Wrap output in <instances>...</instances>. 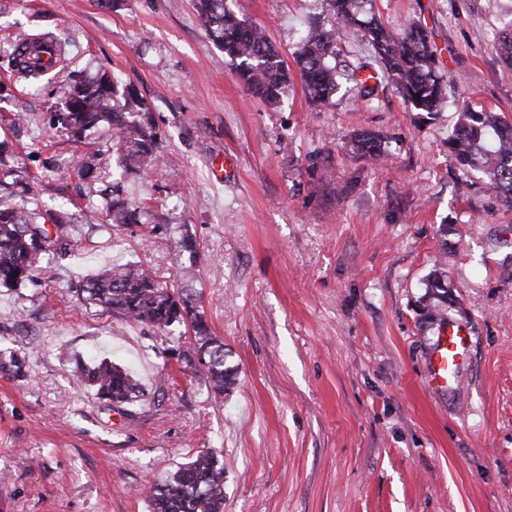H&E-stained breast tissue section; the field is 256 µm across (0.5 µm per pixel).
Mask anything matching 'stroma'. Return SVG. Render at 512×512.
Returning a JSON list of instances; mask_svg holds the SVG:
<instances>
[{
	"label": "stroma",
	"mask_w": 512,
	"mask_h": 512,
	"mask_svg": "<svg viewBox=\"0 0 512 512\" xmlns=\"http://www.w3.org/2000/svg\"><path fill=\"white\" fill-rule=\"evenodd\" d=\"M293 64L324 0H233ZM386 25L430 33L449 104L415 112L381 85H342L317 107L301 83L276 105L233 77L195 0H0V140L42 175V199L78 198V158L118 178L107 127L94 146L47 125L63 86L107 72L134 85L163 156L126 178L143 224L104 229L73 209L76 244L39 287L0 288V512H149L143 490L199 452L224 463V512H512V207L448 151L458 105L512 123V65L494 40L512 0H374ZM70 44L35 91L11 65L17 32ZM24 123H14L13 113ZM380 137L379 159L355 148ZM199 243L194 288L236 371L222 398L191 369L185 328L161 333L77 304L71 282L115 262L177 282L166 225ZM448 273L444 322L471 350L451 389L432 388L441 323L425 281ZM110 359L145 390L115 406L78 363Z\"/></svg>",
	"instance_id": "35a3bbf8"
}]
</instances>
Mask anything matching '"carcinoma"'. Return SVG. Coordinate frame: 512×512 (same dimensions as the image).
Returning <instances> with one entry per match:
<instances>
[{"instance_id":"1","label":"carcinoma","mask_w":512,"mask_h":512,"mask_svg":"<svg viewBox=\"0 0 512 512\" xmlns=\"http://www.w3.org/2000/svg\"><path fill=\"white\" fill-rule=\"evenodd\" d=\"M197 10L215 44L235 64L234 75L245 89L270 104L286 95L294 76L280 53L259 27L241 20L228 0H198ZM372 0H327L328 19L316 22L295 52L301 84L310 102L330 103L342 81L357 86L361 98H373L379 79L391 84L417 112L433 115L447 104L445 75L440 72L429 33L410 21L400 30L385 27L369 16ZM349 27L372 50V60L351 63L336 50V29ZM500 57L512 64V23L497 37ZM20 77L40 88L51 70L41 59L15 62ZM102 124L112 132V150L126 175H139L161 159V134L146 104L127 86L102 74L91 83L75 82L65 92L62 111L52 112L49 127L65 129L77 142ZM357 149L364 156L380 154L377 137L358 136ZM448 149L466 171L481 173L486 184L512 205V124L494 112L458 109L456 125L448 137ZM16 149L0 141V287L38 286L39 275L51 258L72 246L71 214L60 205L43 208L44 176L9 163ZM88 199L106 216V223L141 224L150 213L123 196L117 182L94 191ZM177 247L196 264L198 244L187 225L174 224ZM193 276L185 271L180 284L169 286L155 271L138 262L99 270L72 284L78 300L98 307L121 320L166 331L179 325L190 329L196 365L207 371L214 395L236 381V372L224 366V342L214 335L200 309V294L190 286ZM426 288L438 297L439 308L431 316L443 317L448 304V280L435 272ZM81 373L95 394L115 405L133 404L144 396L130 372L104 359ZM151 512H224V463L210 452L198 454L170 480L148 491Z\"/></svg>"}]
</instances>
